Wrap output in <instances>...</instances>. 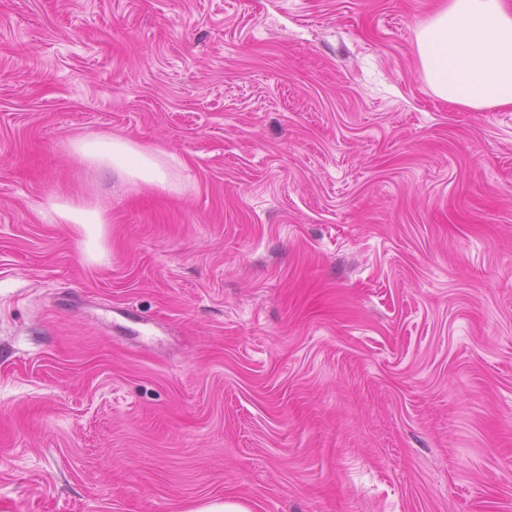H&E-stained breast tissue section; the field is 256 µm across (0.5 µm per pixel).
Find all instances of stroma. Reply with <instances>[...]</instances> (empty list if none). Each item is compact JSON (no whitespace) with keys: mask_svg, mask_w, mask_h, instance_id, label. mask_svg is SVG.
<instances>
[{"mask_svg":"<svg viewBox=\"0 0 512 512\" xmlns=\"http://www.w3.org/2000/svg\"><path fill=\"white\" fill-rule=\"evenodd\" d=\"M447 2L0 0V512H512V107L424 80ZM71 146L82 158L100 168H112L123 179L139 180L170 193L181 191L180 183L169 175L164 154L159 150L147 151L121 137L99 135L80 138ZM51 213L55 224H78L87 236L89 251L95 252L104 224L97 210L62 202L51 204ZM188 512H251V509L244 502L232 499H206L200 501Z\"/></svg>","mask_w":512,"mask_h":512,"instance_id":"obj_1","label":"stroma"}]
</instances>
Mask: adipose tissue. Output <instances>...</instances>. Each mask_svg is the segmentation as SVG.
Here are the masks:
<instances>
[{"mask_svg": "<svg viewBox=\"0 0 512 512\" xmlns=\"http://www.w3.org/2000/svg\"><path fill=\"white\" fill-rule=\"evenodd\" d=\"M417 39L424 79L439 98L477 111L512 107V0H448ZM72 149L120 177L181 191L161 151L99 135L74 141ZM51 213L53 223L79 225L96 248L103 224L97 210L62 202Z\"/></svg>", "mask_w": 512, "mask_h": 512, "instance_id": "obj_1", "label": "adipose tissue"}]
</instances>
